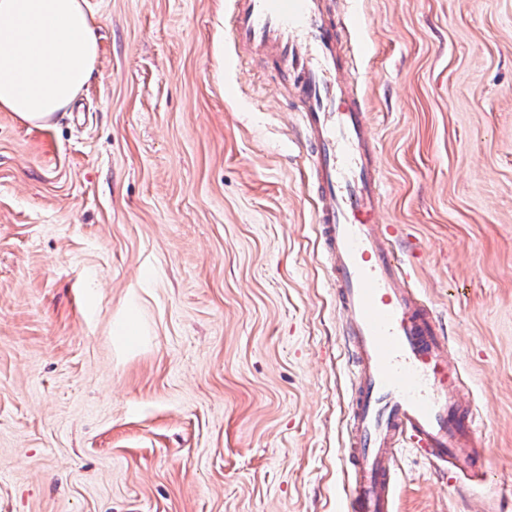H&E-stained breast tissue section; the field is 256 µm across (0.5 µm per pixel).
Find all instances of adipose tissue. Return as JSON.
I'll return each instance as SVG.
<instances>
[{
  "mask_svg": "<svg viewBox=\"0 0 512 512\" xmlns=\"http://www.w3.org/2000/svg\"><path fill=\"white\" fill-rule=\"evenodd\" d=\"M98 60L86 0H0V112L45 121L76 99Z\"/></svg>",
  "mask_w": 512,
  "mask_h": 512,
  "instance_id": "adipose-tissue-1",
  "label": "adipose tissue"
}]
</instances>
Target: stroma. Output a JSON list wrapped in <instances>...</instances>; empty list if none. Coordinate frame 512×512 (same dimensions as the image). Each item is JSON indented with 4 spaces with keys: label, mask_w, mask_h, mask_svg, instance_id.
<instances>
[{
    "label": "stroma",
    "mask_w": 512,
    "mask_h": 512,
    "mask_svg": "<svg viewBox=\"0 0 512 512\" xmlns=\"http://www.w3.org/2000/svg\"><path fill=\"white\" fill-rule=\"evenodd\" d=\"M98 69L0 112V512H344L348 352L297 116L220 0H87ZM352 43L418 288L491 483L414 453L400 512H512V0H359Z\"/></svg>",
    "instance_id": "1"
}]
</instances>
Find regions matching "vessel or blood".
Listing matches in <instances>:
<instances>
[{
  "mask_svg": "<svg viewBox=\"0 0 512 512\" xmlns=\"http://www.w3.org/2000/svg\"><path fill=\"white\" fill-rule=\"evenodd\" d=\"M230 2L235 52L264 58L284 82L310 150L314 224L349 352L346 512H396L395 460L407 448L450 478L490 482L446 331L413 286L401 226L381 220L380 148L349 78V18L333 0Z\"/></svg>",
  "mask_w": 512,
  "mask_h": 512,
  "instance_id": "1",
  "label": "vessel or blood"
}]
</instances>
